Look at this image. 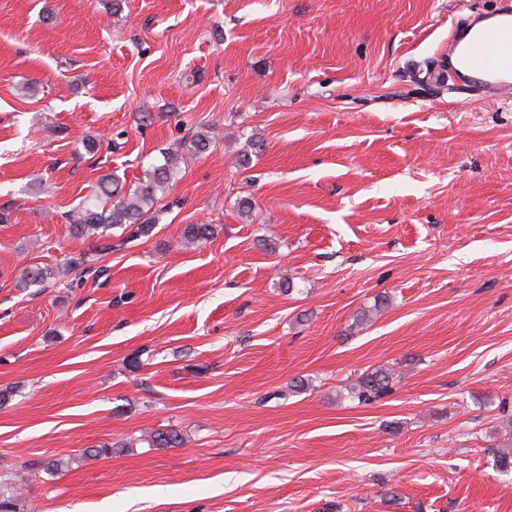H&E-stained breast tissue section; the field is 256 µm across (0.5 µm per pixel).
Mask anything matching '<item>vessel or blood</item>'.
I'll return each instance as SVG.
<instances>
[{"label": "vessel or blood", "mask_w": 512, "mask_h": 512, "mask_svg": "<svg viewBox=\"0 0 512 512\" xmlns=\"http://www.w3.org/2000/svg\"><path fill=\"white\" fill-rule=\"evenodd\" d=\"M491 27L474 33L463 49L449 48L438 63V75L463 87L512 91V0L490 13Z\"/></svg>", "instance_id": "1"}]
</instances>
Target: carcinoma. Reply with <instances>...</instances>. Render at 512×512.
<instances>
[{
    "label": "carcinoma",
    "instance_id": "1",
    "mask_svg": "<svg viewBox=\"0 0 512 512\" xmlns=\"http://www.w3.org/2000/svg\"><path fill=\"white\" fill-rule=\"evenodd\" d=\"M163 163L152 164L144 171V177L132 189H124L119 178L110 174L102 176L93 194L66 214L67 232L74 238L97 241L99 252L112 249L111 230L120 229L126 234L125 240L149 237L156 224V215L161 204V195L177 180L185 156L164 149ZM211 224H187L183 239L188 243H201L214 236ZM94 254L81 252L68 258L56 267L31 262L20 272L15 281L18 288H46L63 278H81L91 268ZM393 377L387 368H377L364 374L352 387L353 398L369 402L392 391ZM183 440L180 430L168 428L153 432L147 443L153 448H176ZM19 487H0V512H20Z\"/></svg>",
    "mask_w": 512,
    "mask_h": 512
}]
</instances>
